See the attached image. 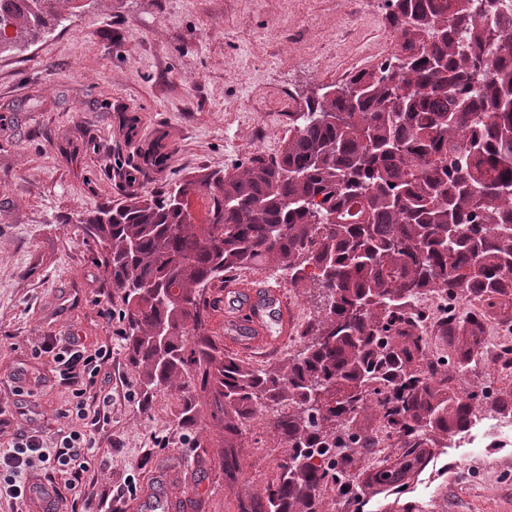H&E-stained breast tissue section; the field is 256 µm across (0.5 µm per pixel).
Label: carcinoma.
Returning a JSON list of instances; mask_svg holds the SVG:
<instances>
[{
    "instance_id": "1",
    "label": "carcinoma",
    "mask_w": 512,
    "mask_h": 512,
    "mask_svg": "<svg viewBox=\"0 0 512 512\" xmlns=\"http://www.w3.org/2000/svg\"><path fill=\"white\" fill-rule=\"evenodd\" d=\"M56 0H0V54L61 23ZM393 60L325 87L286 113L280 152L243 169L198 171L168 191L134 193L86 220L123 293L131 361L150 391L178 382L211 395L224 430L273 409L287 440L266 512H322L320 487L352 490L338 462L362 438L347 423L374 409L409 449L382 482L476 418L452 375L424 366V291L512 295V0H387ZM207 200L206 223L189 202ZM275 264L322 293L324 319L286 369L255 370L208 336L207 289L227 273ZM442 327L463 373L482 324Z\"/></svg>"
}]
</instances>
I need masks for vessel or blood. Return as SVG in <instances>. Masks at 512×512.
<instances>
[{
	"mask_svg": "<svg viewBox=\"0 0 512 512\" xmlns=\"http://www.w3.org/2000/svg\"><path fill=\"white\" fill-rule=\"evenodd\" d=\"M224 294L232 305L231 313L226 316L230 329L245 327L246 338L255 347L264 348L276 344L273 326L283 329L288 326V313L280 307L277 291L250 289L244 283L230 281L226 284Z\"/></svg>",
	"mask_w": 512,
	"mask_h": 512,
	"instance_id": "vessel-or-blood-1",
	"label": "vessel or blood"
}]
</instances>
